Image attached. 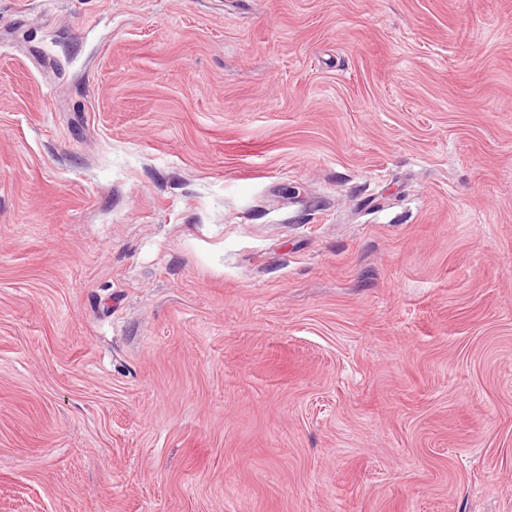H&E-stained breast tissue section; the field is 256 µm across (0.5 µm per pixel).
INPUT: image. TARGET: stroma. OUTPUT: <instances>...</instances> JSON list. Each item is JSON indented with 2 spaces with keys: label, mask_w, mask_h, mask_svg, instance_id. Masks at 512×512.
<instances>
[{
  "label": "stroma",
  "mask_w": 512,
  "mask_h": 512,
  "mask_svg": "<svg viewBox=\"0 0 512 512\" xmlns=\"http://www.w3.org/2000/svg\"><path fill=\"white\" fill-rule=\"evenodd\" d=\"M0 512H512V0H0Z\"/></svg>",
  "instance_id": "stroma-1"
}]
</instances>
